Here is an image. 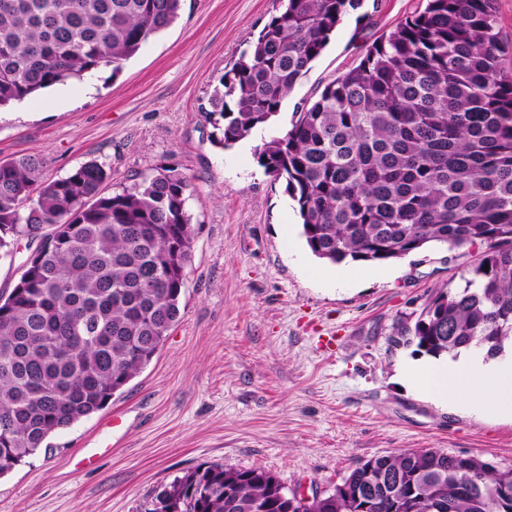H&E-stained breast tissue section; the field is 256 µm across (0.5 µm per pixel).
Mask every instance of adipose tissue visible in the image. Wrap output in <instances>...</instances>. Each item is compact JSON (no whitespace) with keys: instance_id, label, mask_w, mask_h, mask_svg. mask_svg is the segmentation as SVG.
Returning a JSON list of instances; mask_svg holds the SVG:
<instances>
[{"instance_id":"1","label":"adipose tissue","mask_w":512,"mask_h":512,"mask_svg":"<svg viewBox=\"0 0 512 512\" xmlns=\"http://www.w3.org/2000/svg\"><path fill=\"white\" fill-rule=\"evenodd\" d=\"M422 391L434 400L460 399L512 419V358L487 363L467 356L438 360L421 370Z\"/></svg>"}]
</instances>
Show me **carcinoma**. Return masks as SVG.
<instances>
[{
	"mask_svg": "<svg viewBox=\"0 0 512 512\" xmlns=\"http://www.w3.org/2000/svg\"><path fill=\"white\" fill-rule=\"evenodd\" d=\"M360 0H285L208 99L228 149L268 125ZM181 0H0V109L124 61ZM494 0H427L327 82L257 159L297 203L316 258L383 262L433 244L486 245L465 286L440 290L405 342L439 357L512 343V79ZM34 155L0 160V258L50 241L0 296V477L105 408L179 320L195 186L162 164L105 193L88 161L46 181ZM489 270H484V266ZM158 512H512V464L440 449L372 457L298 499L262 467L212 464L161 486Z\"/></svg>",
	"mask_w": 512,
	"mask_h": 512,
	"instance_id": "cac0c4a2",
	"label": "carcinoma"
}]
</instances>
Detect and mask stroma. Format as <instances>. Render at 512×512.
Segmentation results:
<instances>
[{
  "instance_id": "1",
  "label": "stroma",
  "mask_w": 512,
  "mask_h": 512,
  "mask_svg": "<svg viewBox=\"0 0 512 512\" xmlns=\"http://www.w3.org/2000/svg\"><path fill=\"white\" fill-rule=\"evenodd\" d=\"M425 5L361 0L277 121L226 150L211 145L204 109L275 0H183L120 73L103 67L0 110V159L39 155L45 178L95 161L130 184L174 164L196 187L192 263L164 346L105 409L0 478V512H144L161 485L211 464L260 466L310 496L400 450L512 463V421L423 395L411 369L429 357L400 340L436 289L464 286L478 249L323 262L256 158L367 44Z\"/></svg>"
}]
</instances>
